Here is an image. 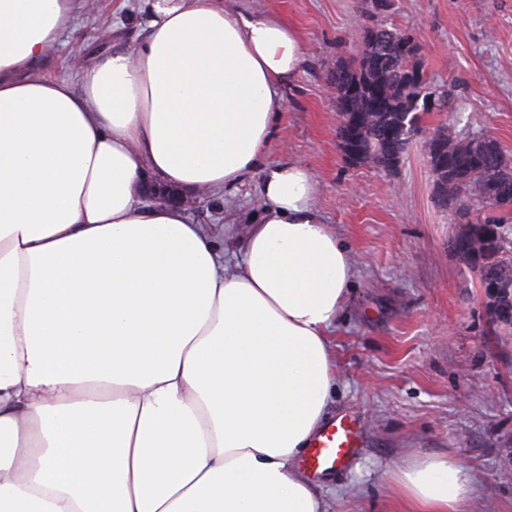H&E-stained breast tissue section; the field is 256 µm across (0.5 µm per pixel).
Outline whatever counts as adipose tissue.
<instances>
[{"instance_id": "obj_1", "label": "adipose tissue", "mask_w": 512, "mask_h": 512, "mask_svg": "<svg viewBox=\"0 0 512 512\" xmlns=\"http://www.w3.org/2000/svg\"><path fill=\"white\" fill-rule=\"evenodd\" d=\"M78 0H0V512H326L298 458L336 385L356 275L299 161L260 168L299 33L224 0H148L146 40L37 72ZM262 170L263 217L144 204ZM409 512H468L475 476L416 456ZM151 185V184H148ZM145 202L153 203L157 201H165L171 202L175 204H180L182 206L187 207L188 209H194L197 204L200 203V198L188 199L179 196L173 190H160L155 188L154 186L146 187L143 191V196Z\"/></svg>"}]
</instances>
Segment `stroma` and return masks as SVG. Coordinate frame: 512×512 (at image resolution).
Returning a JSON list of instances; mask_svg holds the SVG:
<instances>
[{"label":"stroma","instance_id":"35a3bbf8","mask_svg":"<svg viewBox=\"0 0 512 512\" xmlns=\"http://www.w3.org/2000/svg\"><path fill=\"white\" fill-rule=\"evenodd\" d=\"M232 2L278 14L302 38L305 65L283 91L264 161L307 166L325 223L356 260L331 338L337 383L328 414L357 417L362 446L320 481L327 512H406L393 473L430 454L474 473L480 495L471 512H512V328L491 320L476 275L450 251L455 219L434 199L425 149L445 126L489 136L512 157V0H391L378 15L412 35L425 79L448 89L447 111L426 115L392 172L347 161L326 82L359 50L366 0ZM147 27L146 0H80L39 71L81 87L72 58L92 61L141 43ZM260 184V174L248 175L188 213L190 223L224 225L225 260L262 213Z\"/></svg>","mask_w":512,"mask_h":512}]
</instances>
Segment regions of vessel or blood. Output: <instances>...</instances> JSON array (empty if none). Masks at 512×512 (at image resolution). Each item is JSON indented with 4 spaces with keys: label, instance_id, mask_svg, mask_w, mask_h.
<instances>
[{
    "label": "vessel or blood",
    "instance_id": "obj_1",
    "mask_svg": "<svg viewBox=\"0 0 512 512\" xmlns=\"http://www.w3.org/2000/svg\"><path fill=\"white\" fill-rule=\"evenodd\" d=\"M360 436L361 426L355 417H336L312 441L305 458L307 469L322 475L346 466L359 451Z\"/></svg>",
    "mask_w": 512,
    "mask_h": 512
}]
</instances>
